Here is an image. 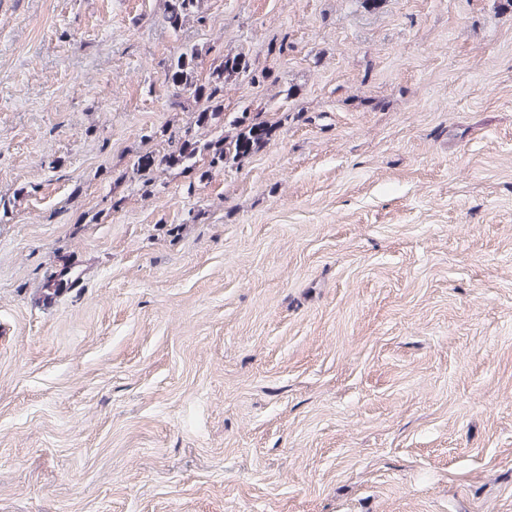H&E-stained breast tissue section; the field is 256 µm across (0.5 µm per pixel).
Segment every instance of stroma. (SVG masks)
<instances>
[{
  "label": "stroma",
  "instance_id": "obj_1",
  "mask_svg": "<svg viewBox=\"0 0 512 512\" xmlns=\"http://www.w3.org/2000/svg\"><path fill=\"white\" fill-rule=\"evenodd\" d=\"M171 4L0 0V512H512V6ZM249 60L242 55L224 56V61L213 68L206 83H199L195 75V56L188 60L178 56L171 61L165 73L166 79L171 80L175 89L170 104L181 107L185 102L206 97L210 102L217 103L224 92V79L234 76L239 78L242 72L251 69V84L260 83L256 69L251 68ZM221 104H216L210 111L196 113L195 124L200 127H210L213 137L201 143L192 133L191 127L183 130L180 145L170 152L158 154H139L133 162V173L140 178L147 177L155 169L187 172L194 170L197 157L208 160V169L200 175L207 176L212 170L221 171L226 167L240 164L244 159L255 153L269 138L275 123L258 118H248L247 113L231 115L222 112ZM149 183V178H144Z\"/></svg>",
  "mask_w": 512,
  "mask_h": 512
}]
</instances>
